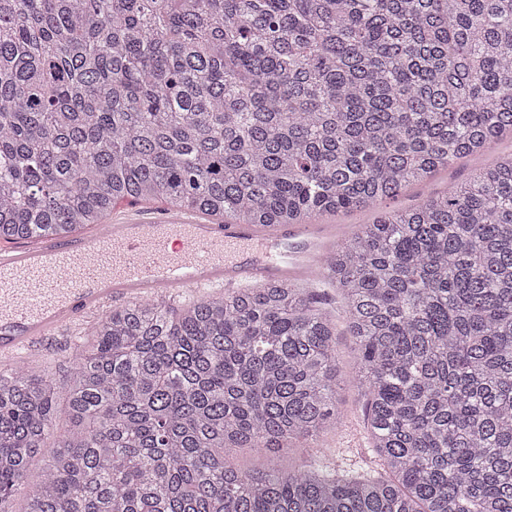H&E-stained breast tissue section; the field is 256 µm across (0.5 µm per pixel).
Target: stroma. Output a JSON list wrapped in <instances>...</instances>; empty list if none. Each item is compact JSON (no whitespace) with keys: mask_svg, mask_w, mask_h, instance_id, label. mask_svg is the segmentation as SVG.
I'll list each match as a JSON object with an SVG mask.
<instances>
[{"mask_svg":"<svg viewBox=\"0 0 512 512\" xmlns=\"http://www.w3.org/2000/svg\"><path fill=\"white\" fill-rule=\"evenodd\" d=\"M509 155H512V135L504 136L483 154L451 162L447 169L437 173L426 185L402 190L397 197L386 201L382 209L391 211L414 208L427 195L444 193L450 185L465 181L475 169L491 165ZM379 210H341L319 215L316 221L320 224H338L351 232L360 225L373 222ZM318 295L336 325L337 399L342 421L340 425L325 431L317 440L302 439L275 453L255 448L237 449L233 462L240 469H262L273 463L284 469L307 465L339 469L349 474L363 472L367 467L375 472L380 469L379 464L371 460L364 390L354 378L357 352L346 331L343 301L339 292L328 286L319 289ZM86 341V332L82 329L72 334L47 337L30 352L28 361L45 369L57 380H65L71 373L73 356L83 349Z\"/></svg>","mask_w":512,"mask_h":512,"instance_id":"1","label":"stroma"}]
</instances>
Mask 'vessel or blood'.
<instances>
[{"instance_id": "obj_1", "label": "vessel or blood", "mask_w": 512, "mask_h": 512, "mask_svg": "<svg viewBox=\"0 0 512 512\" xmlns=\"http://www.w3.org/2000/svg\"><path fill=\"white\" fill-rule=\"evenodd\" d=\"M339 239L333 224H211L179 212L0 248V359L21 358L117 299L317 279Z\"/></svg>"}]
</instances>
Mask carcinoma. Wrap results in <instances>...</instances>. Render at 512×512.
Segmentation results:
<instances>
[{"label": "carcinoma", "mask_w": 512, "mask_h": 512, "mask_svg": "<svg viewBox=\"0 0 512 512\" xmlns=\"http://www.w3.org/2000/svg\"><path fill=\"white\" fill-rule=\"evenodd\" d=\"M511 133L512 0H0V239L124 199L306 224ZM326 266L388 478L229 461L340 420L332 322L281 281L116 307L64 387L1 364L0 512H512V157Z\"/></svg>", "instance_id": "carcinoma-1"}]
</instances>
